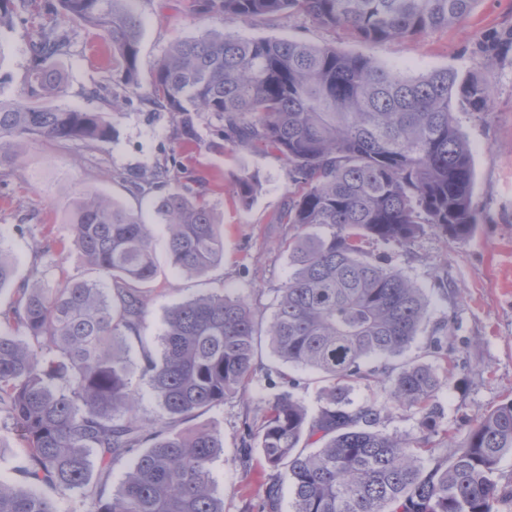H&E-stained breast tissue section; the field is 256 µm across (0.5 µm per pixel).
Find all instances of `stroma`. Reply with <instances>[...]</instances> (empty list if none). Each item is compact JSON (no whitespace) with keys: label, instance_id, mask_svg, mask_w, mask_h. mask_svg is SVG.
<instances>
[{"label":"stroma","instance_id":"obj_1","mask_svg":"<svg viewBox=\"0 0 512 512\" xmlns=\"http://www.w3.org/2000/svg\"><path fill=\"white\" fill-rule=\"evenodd\" d=\"M192 3L135 0L143 30L138 59L143 86L122 92L112 113L110 141L92 151L42 142L24 145L20 165L6 184H0V244L10 251L20 281L30 278L40 243L52 246L47 258L49 277L86 275L87 267L71 245L73 228L68 221L82 189L138 210L145 223L152 225L160 250L165 247L166 229L157 223L151 206L155 190L132 194L119 172H148L170 162L174 185L206 189V198L224 226V261L202 279L162 266L148 291L144 337L151 344L169 307L212 290L247 298L261 320L269 321L274 290L290 272L288 242L297 235L296 229L276 221L295 185L274 151L224 143L217 134L218 122L205 113L196 119L197 143L181 145L173 136V114L145 100L144 85L170 45L180 38L201 36L211 27L210 21L195 14ZM49 21L74 35L71 54L58 63L64 82L56 104L103 111L104 104L93 91L114 84L110 42L62 15L50 16ZM511 28L512 0H475L469 15L453 26L375 45L301 15L223 26L224 32L242 37L301 39L368 54L412 77L447 69L462 78L475 75L493 84L495 95L487 118L463 111L457 114L471 149L474 199L481 213L472 234L451 242L428 228L406 248L381 242L372 246L375 254L402 270L428 298L430 316L409 356L444 369V362L430 352L429 342L443 323L451 325L448 344L455 350L456 368L436 402L452 429H466L473 419L512 400V54L486 71L475 64L485 38ZM36 37L37 27L30 23L0 34V95L23 94ZM244 175L258 182L247 207L236 194V183ZM274 394V388L256 380L223 406L198 413L181 425L185 432L212 427L224 434V453L213 464L214 478L224 493V512H247L261 491L267 468L260 453H253L244 466L239 450L248 430L260 424Z\"/></svg>","mask_w":512,"mask_h":512}]
</instances>
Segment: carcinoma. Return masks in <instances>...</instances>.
<instances>
[{"label": "carcinoma", "mask_w": 512, "mask_h": 512, "mask_svg": "<svg viewBox=\"0 0 512 512\" xmlns=\"http://www.w3.org/2000/svg\"><path fill=\"white\" fill-rule=\"evenodd\" d=\"M132 2L0 0V32L62 12L110 41L117 82L134 90L142 24ZM474 2L196 0V10L224 20L301 14L377 44L453 25ZM72 45L69 31L38 24L25 96H0V178L18 165L23 141L93 150L111 139L108 113L48 102L62 83L54 61ZM511 51L512 34L491 38L477 64L489 68ZM493 96L476 76L443 69L408 77L371 55L216 30L174 43L156 65L147 98L173 113L178 140L196 141L195 119L206 112L220 121L224 142L278 153L302 188L288 196L280 223L326 229L289 245L291 273L276 289L268 324L282 363L320 374L323 404L311 412L283 391L248 432L241 465L256 446L268 469L257 512H281L285 487L291 512H498L512 503V487L496 479L500 458L512 451V402L459 437L448 430L434 404L448 375L418 360L391 364L428 317L423 292L364 248L369 240L406 247L426 226L453 242L472 233L474 171L450 104L485 118ZM121 178L133 192L161 189L171 167ZM255 192L253 178L238 180L242 204ZM153 207L166 226L171 266L203 277L224 261V225L204 190L167 191ZM71 224L91 275L24 280L0 308V440L17 434L26 443L20 483H0V512H59L42 486L79 494L78 512H224L212 472L224 435L179 425L224 405L257 375L253 307L222 291L170 307L158 350L139 355L135 383L128 343L142 336L147 286L157 274L151 225L90 189L75 201ZM14 273L12 255L0 248V291ZM448 335L444 326L430 340L445 363L454 359ZM261 380L299 385L278 367ZM360 380L375 392L354 404L349 392ZM142 385L161 410L154 420L139 414ZM390 405L421 413L419 437L379 428ZM128 457L123 482L107 492L112 464Z\"/></svg>", "instance_id": "carcinoma-1"}]
</instances>
